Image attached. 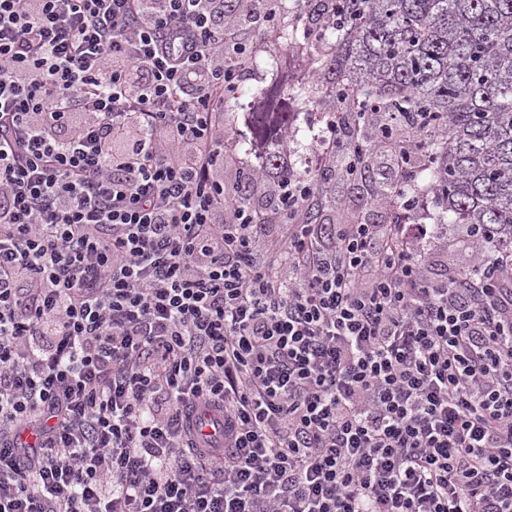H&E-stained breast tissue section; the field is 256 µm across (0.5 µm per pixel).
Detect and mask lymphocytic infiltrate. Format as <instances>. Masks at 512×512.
<instances>
[{"mask_svg": "<svg viewBox=\"0 0 512 512\" xmlns=\"http://www.w3.org/2000/svg\"><path fill=\"white\" fill-rule=\"evenodd\" d=\"M223 18L0 0V512H512V255L431 280L292 179L258 257Z\"/></svg>", "mask_w": 512, "mask_h": 512, "instance_id": "f902f5d3", "label": "lymphocytic infiltrate"}]
</instances>
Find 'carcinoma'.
Masks as SVG:
<instances>
[{
  "label": "carcinoma",
  "mask_w": 512,
  "mask_h": 512,
  "mask_svg": "<svg viewBox=\"0 0 512 512\" xmlns=\"http://www.w3.org/2000/svg\"><path fill=\"white\" fill-rule=\"evenodd\" d=\"M246 0H224V35L263 24L242 14ZM284 19L264 35L283 40L318 76L290 96L320 107L325 120L362 109L366 121L347 127L361 147L341 149L336 169L307 175L320 184L307 223L328 224L335 204L327 185L353 164L367 190L390 202V223L405 224L404 201L415 187L433 193L438 224H466L476 238L512 251V0H264ZM289 112H264L256 135L265 141L264 178L276 208L290 177L283 144Z\"/></svg>",
  "instance_id": "cac0c4a2"
}]
</instances>
